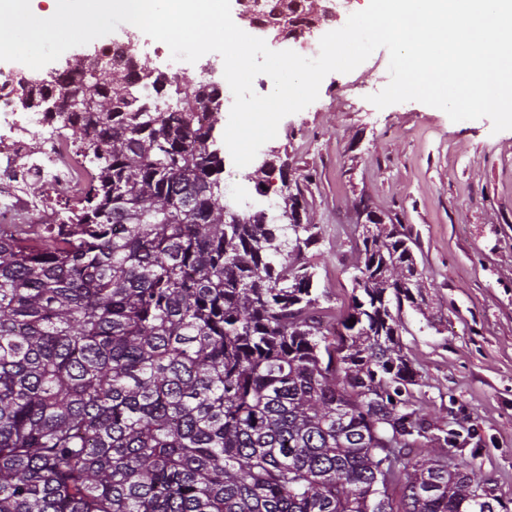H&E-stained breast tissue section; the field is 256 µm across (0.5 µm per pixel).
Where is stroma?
Instances as JSON below:
<instances>
[{"label": "stroma", "mask_w": 512, "mask_h": 512, "mask_svg": "<svg viewBox=\"0 0 512 512\" xmlns=\"http://www.w3.org/2000/svg\"><path fill=\"white\" fill-rule=\"evenodd\" d=\"M388 65L380 48L352 72L328 74L242 182L225 180L224 197L279 224L287 190L301 192L319 233L306 255L332 323L351 302L360 205L416 239L422 301L404 308L400 336L420 379L413 400L460 433L454 463L512 500V130L454 122L418 101L375 107L368 97ZM265 158L273 165L263 171Z\"/></svg>", "instance_id": "stroma-1"}]
</instances>
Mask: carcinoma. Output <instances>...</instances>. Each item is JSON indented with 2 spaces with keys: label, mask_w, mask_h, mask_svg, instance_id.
Here are the masks:
<instances>
[{
  "label": "carcinoma",
  "mask_w": 512,
  "mask_h": 512,
  "mask_svg": "<svg viewBox=\"0 0 512 512\" xmlns=\"http://www.w3.org/2000/svg\"><path fill=\"white\" fill-rule=\"evenodd\" d=\"M70 75L26 100L80 93L95 178L71 223L0 227V512H512L412 401L408 234L362 241L331 333L317 233L224 203L217 88L132 58L59 94ZM170 91L178 112L154 105Z\"/></svg>",
  "instance_id": "obj_1"
}]
</instances>
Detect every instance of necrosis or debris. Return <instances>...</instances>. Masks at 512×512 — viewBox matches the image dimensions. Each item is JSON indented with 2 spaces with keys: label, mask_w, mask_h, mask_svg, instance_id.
Masks as SVG:
<instances>
[{
  "label": "necrosis or debris",
  "mask_w": 512,
  "mask_h": 512,
  "mask_svg": "<svg viewBox=\"0 0 512 512\" xmlns=\"http://www.w3.org/2000/svg\"><path fill=\"white\" fill-rule=\"evenodd\" d=\"M19 77L0 70V224L55 223L93 172L67 135L68 115L27 107ZM40 194H31L29 182Z\"/></svg>",
  "instance_id": "obj_1"
}]
</instances>
